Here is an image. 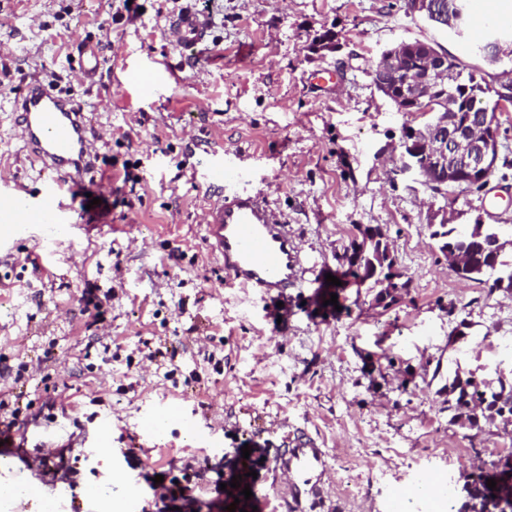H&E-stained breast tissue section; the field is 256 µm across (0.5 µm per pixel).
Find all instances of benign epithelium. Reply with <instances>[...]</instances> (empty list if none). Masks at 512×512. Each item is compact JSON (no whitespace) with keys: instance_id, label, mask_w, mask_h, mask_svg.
<instances>
[{"instance_id":"7a95c632","label":"benign epithelium","mask_w":512,"mask_h":512,"mask_svg":"<svg viewBox=\"0 0 512 512\" xmlns=\"http://www.w3.org/2000/svg\"><path fill=\"white\" fill-rule=\"evenodd\" d=\"M408 13L428 21L437 17L439 5L432 0H405ZM383 80L379 82L397 110L430 112L433 120L419 128H410L401 143L403 171L418 180L440 184L485 186L499 158L497 113L487 112L478 120L461 111L463 100L451 87L447 60L434 47H421L401 41L382 54ZM512 245V240L496 236L481 253L450 248L445 251L449 269L465 277L484 263L495 264L497 254ZM385 253L386 260L374 268V274L387 283L379 297L383 303L400 293L398 281L403 274L391 250L388 236L368 225L362 230L360 250L342 257L357 261L374 247Z\"/></svg>"}]
</instances>
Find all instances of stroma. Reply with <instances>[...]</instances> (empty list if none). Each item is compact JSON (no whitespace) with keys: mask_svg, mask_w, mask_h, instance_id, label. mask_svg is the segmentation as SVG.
I'll return each mask as SVG.
<instances>
[{"mask_svg":"<svg viewBox=\"0 0 512 512\" xmlns=\"http://www.w3.org/2000/svg\"><path fill=\"white\" fill-rule=\"evenodd\" d=\"M188 5L209 31L177 47L166 24ZM328 30L341 50L312 52ZM473 34L410 15L403 0H11L0 168L39 203L48 172L14 124L35 78L79 102L107 180L98 228L31 224L0 245V365L26 367L0 378L6 411L26 425L6 464L32 489L0 512H97L85 490L116 474L140 489L129 512H225L241 491L216 481L238 475L269 497L266 512H290L269 459L298 429L331 466L305 512H390L416 471L452 472L460 486L498 463L512 423L453 422L448 386L512 383V293L456 276L428 222L444 205L453 223L479 215L512 236V111L497 115L510 166L489 189L444 198L401 172L404 118L371 78L402 40L478 64ZM80 37L102 47L90 81L72 54ZM325 70L333 81H317ZM206 147L238 156L240 185L267 192L300 252L296 287L227 283L203 224ZM362 225L384 228L410 281L385 307L375 289L326 281ZM87 288L112 294L100 317ZM162 404L180 417L146 441L143 419Z\"/></svg>","mask_w":512,"mask_h":512,"instance_id":"35a3bbf8","label":"stroma"}]
</instances>
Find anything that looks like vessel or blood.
I'll use <instances>...</instances> for the list:
<instances>
[{"instance_id":"vessel-or-blood-1","label":"vessel or blood","mask_w":512,"mask_h":512,"mask_svg":"<svg viewBox=\"0 0 512 512\" xmlns=\"http://www.w3.org/2000/svg\"><path fill=\"white\" fill-rule=\"evenodd\" d=\"M209 30L204 13L188 8L167 23L169 40L188 47L203 40ZM80 72L91 77L98 66L95 42H75ZM15 121L21 128L31 156L50 171L42 202L51 208L58 224L71 223V216L56 206L61 192L82 185L95 169L87 150L91 125L77 101L57 95L39 82L30 83L15 105ZM235 174L224 158L206 159L203 179L211 197L205 216L206 234L231 283L258 292L283 291L296 283L299 252L284 226L278 224L262 191L228 192ZM8 177L0 174V223L6 235L20 233L36 213L29 199L7 188ZM329 453L317 440L298 430L286 437L272 460L273 470L288 479L293 512H303L309 500L319 498L328 471Z\"/></svg>"}]
</instances>
